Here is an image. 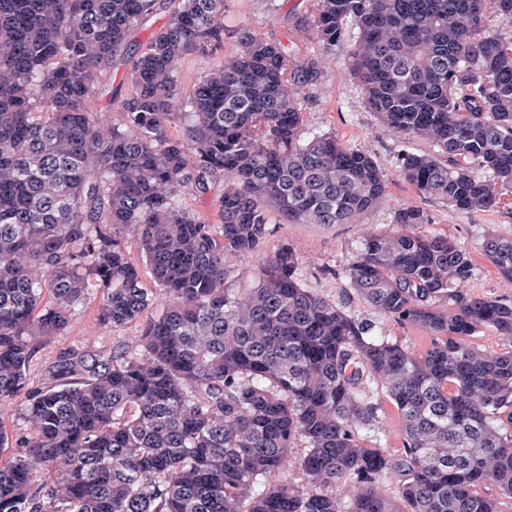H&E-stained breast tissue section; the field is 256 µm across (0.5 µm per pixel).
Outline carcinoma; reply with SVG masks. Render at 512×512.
<instances>
[{
    "mask_svg": "<svg viewBox=\"0 0 512 512\" xmlns=\"http://www.w3.org/2000/svg\"><path fill=\"white\" fill-rule=\"evenodd\" d=\"M168 2L132 49L157 0H0V408L22 421L0 427V512H512V350L471 341L483 327L512 340V302L470 292L471 258L448 238L405 232L367 235L344 275L433 334L421 354L304 288L288 244L232 292L227 257L257 251L271 215L353 224L387 180L367 151L302 137L296 91L321 63L280 42L239 32L183 97L179 63L219 46L224 0ZM488 11L512 27V0H319L299 18L327 52L352 38L369 109L434 148L403 150L400 174L463 213L512 192V35L486 32ZM120 57L127 92L104 129L90 103ZM216 189V224L181 205ZM483 252L512 281V235ZM97 291L103 327L166 309L125 347L63 352L32 381L37 350ZM377 386L396 453L378 447ZM291 468L301 483L269 482ZM168 14V9L158 8L145 25L135 28L129 35V42L133 44L132 48L137 47L140 43H145L154 31L161 28L166 23ZM376 399L382 404L385 415L383 417L384 427L387 435L382 440V448H386L389 452L402 448L400 420L393 405L388 401L385 391L381 387L375 390Z\"/></svg>",
    "mask_w": 512,
    "mask_h": 512,
    "instance_id": "1",
    "label": "carcinoma"
}]
</instances>
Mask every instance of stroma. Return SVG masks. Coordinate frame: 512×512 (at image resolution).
Returning <instances> with one entry per match:
<instances>
[{
	"instance_id": "1",
	"label": "stroma",
	"mask_w": 512,
	"mask_h": 512,
	"mask_svg": "<svg viewBox=\"0 0 512 512\" xmlns=\"http://www.w3.org/2000/svg\"><path fill=\"white\" fill-rule=\"evenodd\" d=\"M318 0H224V19L220 47L208 57L195 53L184 56L179 65L182 94L210 68L223 62L237 50L239 30H252L258 37L288 45L299 57H319L323 67L320 81L302 88L303 119L306 130L328 133L344 147L368 151L388 179L385 198L357 224H282L273 225L260 250L230 261L227 285L242 292L253 287L255 276L266 257L282 245H291L299 261L302 286L336 303L361 320L382 324L388 336L411 352L420 354L431 345L429 331L402 326L381 316L355 293L344 277V269L353 263L363 239L371 233L398 232L392 216L395 210L418 207L429 217L428 223L414 226L420 235L442 234L462 246L473 262L469 282L472 292L512 300V281L503 278L483 252L488 231L512 233V193L507 204L491 212L461 213L449 209L439 200L421 196L398 172L401 149L428 151L427 143L405 141L403 135L385 130L368 108L357 81L351 76L346 61L350 45L337 47L335 53L324 54L315 34L296 27L297 18L313 14ZM97 302H89L73 320L68 332L53 337L38 354L36 368H44L62 352L95 350L102 346L122 347L128 337L137 335L138 325L120 328L101 327L97 320Z\"/></svg>"
}]
</instances>
